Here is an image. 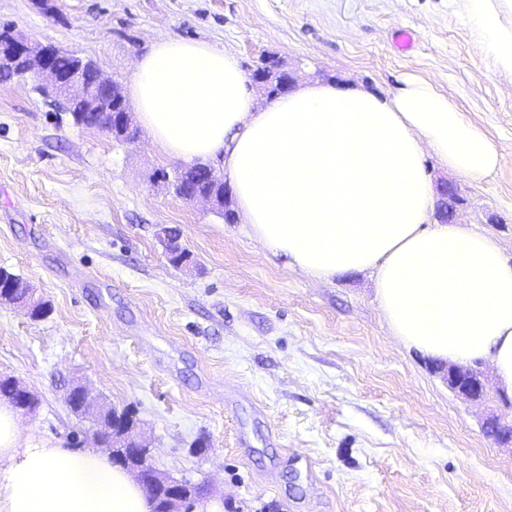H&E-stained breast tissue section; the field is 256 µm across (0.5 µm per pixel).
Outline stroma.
<instances>
[{"instance_id": "1", "label": "stroma", "mask_w": 512, "mask_h": 512, "mask_svg": "<svg viewBox=\"0 0 512 512\" xmlns=\"http://www.w3.org/2000/svg\"><path fill=\"white\" fill-rule=\"evenodd\" d=\"M0 0V27L91 60L127 87L159 40L205 41L242 69L278 58L297 86L377 95L427 81L494 142L497 169L474 180L425 149L433 185L463 204L458 224L494 237L512 262V68L462 0ZM414 45L400 51L397 30ZM0 83V267L51 307L40 320L0 305V375L38 399L21 438L94 447L95 409L136 413L161 473L204 483V512H512V391L472 403L440 360L385 322L369 271L313 278L204 202L176 197L147 129L135 142L81 129L34 92ZM179 233L190 268L158 233ZM209 448L198 454L194 440Z\"/></svg>"}]
</instances>
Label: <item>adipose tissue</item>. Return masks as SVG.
<instances>
[{"label":"adipose tissue","mask_w":512,"mask_h":512,"mask_svg":"<svg viewBox=\"0 0 512 512\" xmlns=\"http://www.w3.org/2000/svg\"><path fill=\"white\" fill-rule=\"evenodd\" d=\"M129 92L162 153L223 157L255 237L309 276L376 273L395 336L453 364L490 359L512 389V266L493 237L430 224L432 148L471 178L499 153L447 95L424 83L380 98L317 83L256 109L235 56L163 39ZM142 487L94 448L20 439L0 402V512H152Z\"/></svg>","instance_id":"ef3b65f1"}]
</instances>
